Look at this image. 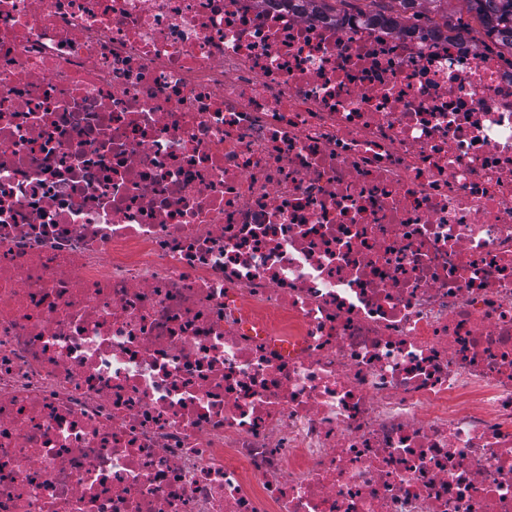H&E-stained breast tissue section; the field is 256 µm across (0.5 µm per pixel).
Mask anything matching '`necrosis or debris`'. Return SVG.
Returning <instances> with one entry per match:
<instances>
[{
	"label": "necrosis or debris",
	"mask_w": 512,
	"mask_h": 512,
	"mask_svg": "<svg viewBox=\"0 0 512 512\" xmlns=\"http://www.w3.org/2000/svg\"><path fill=\"white\" fill-rule=\"evenodd\" d=\"M477 44L0 0V512H512V69Z\"/></svg>",
	"instance_id": "obj_1"
}]
</instances>
